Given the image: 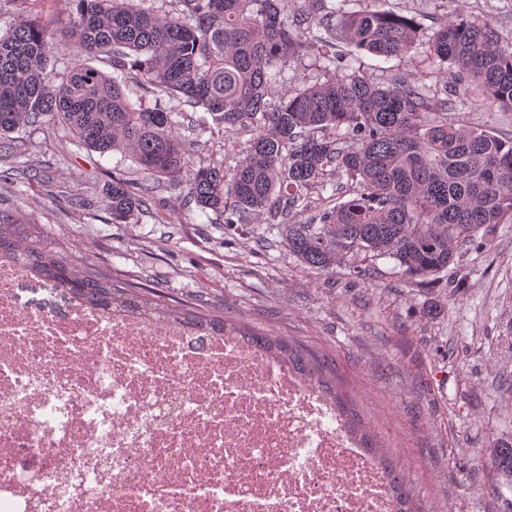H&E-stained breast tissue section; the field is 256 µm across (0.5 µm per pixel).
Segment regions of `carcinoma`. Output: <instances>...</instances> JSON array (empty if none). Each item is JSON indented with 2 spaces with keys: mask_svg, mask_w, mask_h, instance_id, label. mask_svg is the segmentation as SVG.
Masks as SVG:
<instances>
[{
  "mask_svg": "<svg viewBox=\"0 0 512 512\" xmlns=\"http://www.w3.org/2000/svg\"><path fill=\"white\" fill-rule=\"evenodd\" d=\"M39 2L11 0L15 23L0 35V149L24 155L11 134L52 121L91 151L131 157L143 173L139 184L114 173L102 189L114 224L129 223L162 181L226 224L284 225L288 250L312 268L348 256L368 264L390 258L405 275L431 280L458 248H485L512 221V140L448 120L474 94L512 108V42L485 20L459 12L430 39L432 69L384 83L343 73L352 54L336 42L405 60L416 22L350 9L351 0H307V9L293 11L288 0H59L69 17L60 38L73 63L57 82L46 66L60 38L35 13ZM314 45L320 79L279 87L282 68ZM100 54L112 59L114 75L84 62ZM130 81L142 92L135 100ZM149 94L151 106L142 101ZM184 106L203 115L188 116ZM185 119L190 130L249 134L236 165L214 160L183 180ZM305 213L308 221H295ZM2 256L89 306L236 336L282 359L355 428L356 414L324 378V363L277 337L119 288L92 263L69 261L38 225L0 214ZM484 456L512 477V438L494 441ZM386 473L398 512H414L403 479Z\"/></svg>",
  "mask_w": 512,
  "mask_h": 512,
  "instance_id": "1",
  "label": "carcinoma"
}]
</instances>
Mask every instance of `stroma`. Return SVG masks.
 <instances>
[{
    "label": "stroma",
    "mask_w": 512,
    "mask_h": 512,
    "mask_svg": "<svg viewBox=\"0 0 512 512\" xmlns=\"http://www.w3.org/2000/svg\"><path fill=\"white\" fill-rule=\"evenodd\" d=\"M419 32L408 61L360 54L379 82L429 65L433 32L458 10L512 36V0H381ZM466 127L512 137V110L482 97L450 114ZM23 159L0 154V212L39 225L113 279L167 301L240 321L300 346L327 366L386 446L423 512H512V483L478 450L512 438V223L490 248H463L441 282L425 285L378 260L319 271L288 251L279 225L227 224L166 186L150 210L116 224L101 204L112 174L140 181L118 152L78 146L62 126L22 132ZM20 305L62 317L60 289L23 281Z\"/></svg>",
    "instance_id": "obj_1"
}]
</instances>
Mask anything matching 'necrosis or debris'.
I'll return each mask as SVG.
<instances>
[{
  "label": "necrosis or debris",
  "instance_id": "1",
  "mask_svg": "<svg viewBox=\"0 0 512 512\" xmlns=\"http://www.w3.org/2000/svg\"><path fill=\"white\" fill-rule=\"evenodd\" d=\"M28 277L0 259V512H395L378 461L282 363L76 299L24 308Z\"/></svg>",
  "mask_w": 512,
  "mask_h": 512
}]
</instances>
